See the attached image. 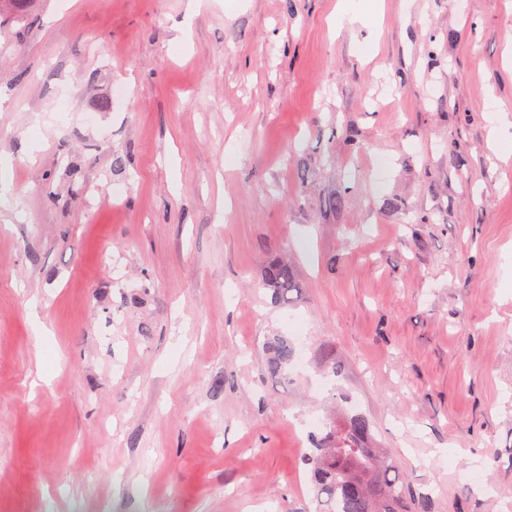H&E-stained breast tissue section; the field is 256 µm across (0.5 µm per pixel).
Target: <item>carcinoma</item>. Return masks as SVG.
<instances>
[{"label":"carcinoma","instance_id":"obj_1","mask_svg":"<svg viewBox=\"0 0 512 512\" xmlns=\"http://www.w3.org/2000/svg\"><path fill=\"white\" fill-rule=\"evenodd\" d=\"M264 284L275 302L288 306L295 287L293 268L285 261L269 265ZM271 368L281 373L294 357L287 338L278 336L269 345ZM370 427L359 415L333 421L313 439L305 455L316 493V512H407L403 485L396 474L398 463L384 459L370 447Z\"/></svg>","mask_w":512,"mask_h":512}]
</instances>
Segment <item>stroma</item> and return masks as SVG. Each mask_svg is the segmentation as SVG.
<instances>
[{
    "instance_id": "obj_1",
    "label": "stroma",
    "mask_w": 512,
    "mask_h": 512,
    "mask_svg": "<svg viewBox=\"0 0 512 512\" xmlns=\"http://www.w3.org/2000/svg\"><path fill=\"white\" fill-rule=\"evenodd\" d=\"M498 114L512 0H0V512H316L353 409L411 512H506ZM264 284L272 289L275 302L288 306V293L295 288L293 268L288 262L278 261L269 265L264 271ZM271 354V368L275 373L281 374L283 368L289 365L294 357V349L287 338L275 337L269 345Z\"/></svg>"
}]
</instances>
